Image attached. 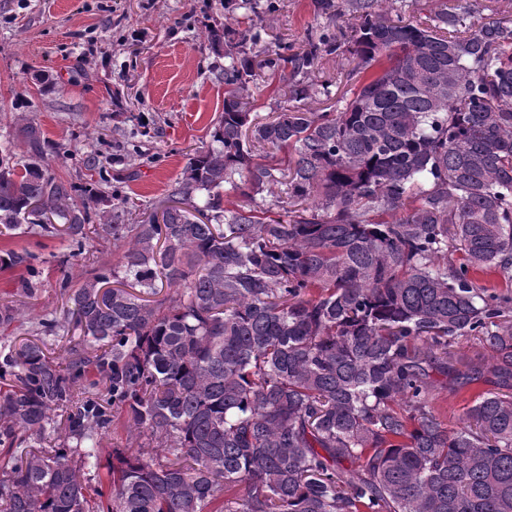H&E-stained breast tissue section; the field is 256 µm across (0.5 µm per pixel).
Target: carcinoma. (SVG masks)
Instances as JSON below:
<instances>
[{"instance_id":"cac0c4a2","label":"carcinoma","mask_w":512,"mask_h":512,"mask_svg":"<svg viewBox=\"0 0 512 512\" xmlns=\"http://www.w3.org/2000/svg\"><path fill=\"white\" fill-rule=\"evenodd\" d=\"M385 3L313 0L357 23L297 50L211 31L224 115L146 219L77 203L34 124L28 159L0 150L6 231L121 250L65 320L0 345V512H512V297L470 278L512 269V24L444 9L423 25ZM348 41L387 64L340 111L303 107L304 78ZM264 68L290 104L256 123ZM36 260L9 250L0 268ZM19 321L0 304L1 328ZM69 324L62 371L47 337ZM468 339L488 359L462 372L451 348ZM440 376L498 392L450 428L431 408ZM117 423L127 443L103 474Z\"/></svg>"}]
</instances>
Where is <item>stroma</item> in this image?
Listing matches in <instances>:
<instances>
[{
	"label": "stroma",
	"instance_id": "35a3bbf8",
	"mask_svg": "<svg viewBox=\"0 0 512 512\" xmlns=\"http://www.w3.org/2000/svg\"><path fill=\"white\" fill-rule=\"evenodd\" d=\"M446 5L475 22H512V0H392L390 13L428 23ZM228 18L242 32L261 24L271 46H298L320 26L339 33L352 23L346 13L326 22L312 0H276L275 10L260 18L225 12L223 0H0V148L23 157L20 128L35 123L51 173L108 200L130 198L133 219L147 218L224 110V85L215 78L224 60L207 32ZM378 69L375 63L354 69L346 56L323 62L331 93L310 100V108L340 110L341 98ZM346 72L351 80H343ZM0 249L39 257L34 277L22 266L0 269V301L20 304L26 332L43 316L65 312L64 272L119 258L110 241L94 235L78 246L25 232L1 236ZM490 388L486 380L452 385L433 407L456 428L474 397Z\"/></svg>",
	"mask_w": 512,
	"mask_h": 512
}]
</instances>
